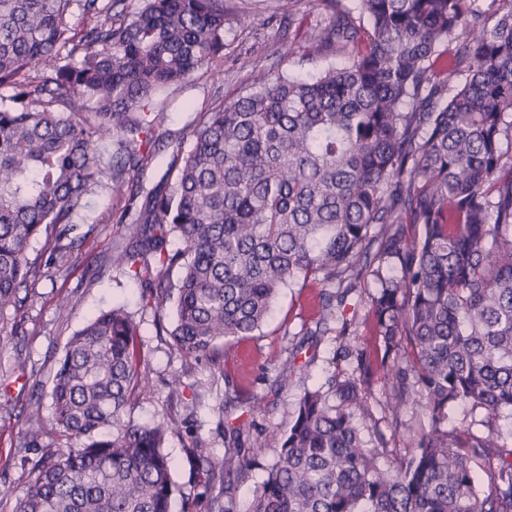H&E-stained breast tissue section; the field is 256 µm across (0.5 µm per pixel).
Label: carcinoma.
<instances>
[{"label":"carcinoma","mask_w":512,"mask_h":512,"mask_svg":"<svg viewBox=\"0 0 512 512\" xmlns=\"http://www.w3.org/2000/svg\"><path fill=\"white\" fill-rule=\"evenodd\" d=\"M321 3L333 22L309 48L348 61L260 75L202 113L174 181L101 217L121 228L112 267L139 279L146 305L174 307L168 334L186 357L262 331L295 282L318 291L324 326L363 273L378 284L375 351L340 346L353 372L305 390L288 431L255 442L275 456L250 512H512V429L496 424L512 416V0L490 26L479 0ZM235 20L224 0H0V315L69 272L89 196L122 195L152 162V102L220 67ZM39 237L46 260L30 254ZM138 336L122 306L71 336L51 419L32 412L19 435L41 456L25 488L0 491L11 512H170L178 422L125 419L146 392ZM375 377L395 426L411 402L429 419L392 467L384 434L366 442L357 426L373 420ZM455 404L483 410L487 433L448 428ZM219 423L224 459L192 453L209 508L233 512L231 476L252 458Z\"/></svg>","instance_id":"obj_1"}]
</instances>
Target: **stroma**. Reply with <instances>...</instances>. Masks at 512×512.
Listing matches in <instances>:
<instances>
[{"label":"stroma","instance_id":"obj_1","mask_svg":"<svg viewBox=\"0 0 512 512\" xmlns=\"http://www.w3.org/2000/svg\"><path fill=\"white\" fill-rule=\"evenodd\" d=\"M235 3L239 22L226 35L223 68L193 73L171 91L162 107L167 137L155 161L135 175L146 187L162 180L178 148L189 146V128L199 113L216 102L236 99L250 84L252 73L303 77L343 62L342 56L335 54H318L310 61L301 56L298 45L305 32L331 21L330 11L319 0H294L293 14L287 20L276 17L275 0ZM140 204V199L131 195L115 197L104 189L92 195L72 232L81 241L76 265L66 276L39 281L35 297L20 312L10 311L1 318L9 332L0 335V416L9 412L15 419L11 428L0 430V485L20 489L30 480L20 459L36 458L37 452L18 445L21 418L35 407L43 417H51L52 378L66 342L88 317L112 305H126L139 325L149 382L147 393L132 398L129 416L140 424L167 416L187 423L186 428L169 435L166 445L173 462L172 477L180 489L172 499V512H181L183 496L196 491L197 475L189 455L194 441H201L214 459L224 456L220 414L240 424L246 443L255 444L259 434L288 429L304 389L321 385L331 372L345 374L355 366L351 360H333L338 346L351 339L340 333L343 321L332 322L329 333H318L312 293L297 283L282 289L262 332L224 343L219 357L194 359L175 351L166 333L172 324V309L158 313L145 307L140 281L113 270L109 262L120 230L117 225L102 223L101 215L109 210H133ZM375 291L374 280L363 276L343 307V320L355 323L356 337L364 343L371 339L370 297ZM64 295L73 308L63 313L58 299ZM293 362L298 369L291 371V379L278 381L279 372L290 370ZM21 363L26 366L22 375L16 371ZM228 373L239 396L238 403L229 408L224 405V376ZM176 377L181 386L175 392L171 382ZM383 398L382 385L374 384L372 414L388 435L390 448L404 453V431L420 429L428 420L419 407L407 406L400 416L404 431L394 433L390 417L380 406Z\"/></svg>","mask_w":512,"mask_h":512}]
</instances>
